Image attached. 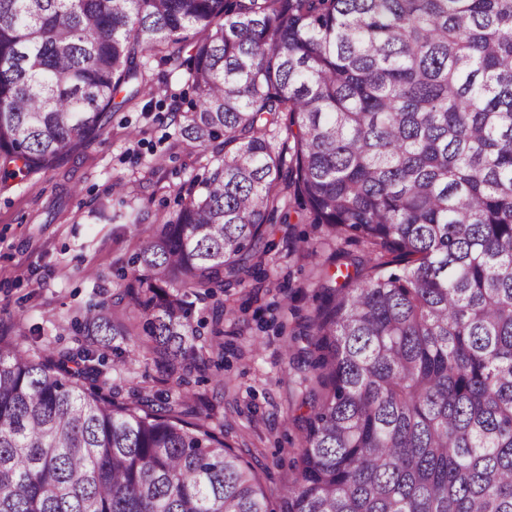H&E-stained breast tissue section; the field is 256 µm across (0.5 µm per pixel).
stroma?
I'll return each instance as SVG.
<instances>
[{"mask_svg": "<svg viewBox=\"0 0 512 512\" xmlns=\"http://www.w3.org/2000/svg\"><path fill=\"white\" fill-rule=\"evenodd\" d=\"M154 86L150 107L113 111L102 134L59 167L9 182L0 190V335L23 348H97L74 322L90 301L112 302L130 259L152 234L156 219L178 208L180 193L222 147L193 148L177 138L176 110L195 97L186 70L145 60ZM277 247L268 277L224 292V347L189 373L167 374L147 351L107 384L129 396L185 394L224 425V439L252 462L272 505L294 474L303 430L299 406L312 370L298 334L317 305L315 269L293 255L299 237L316 240L310 224H275ZM296 303H288L291 291ZM47 334L32 342L29 329ZM223 390H216V378Z\"/></svg>", "mask_w": 512, "mask_h": 512, "instance_id": "stroma-1", "label": "stroma"}]
</instances>
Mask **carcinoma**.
<instances>
[{"instance_id":"carcinoma-1","label":"carcinoma","mask_w":512,"mask_h":512,"mask_svg":"<svg viewBox=\"0 0 512 512\" xmlns=\"http://www.w3.org/2000/svg\"><path fill=\"white\" fill-rule=\"evenodd\" d=\"M156 55L197 94L177 136L224 154L122 275L127 321L85 308L102 346L205 363L294 213L365 258L318 271L279 512H512V0H0V184L153 94ZM104 365L0 336V512H273L212 415Z\"/></svg>"}]
</instances>
